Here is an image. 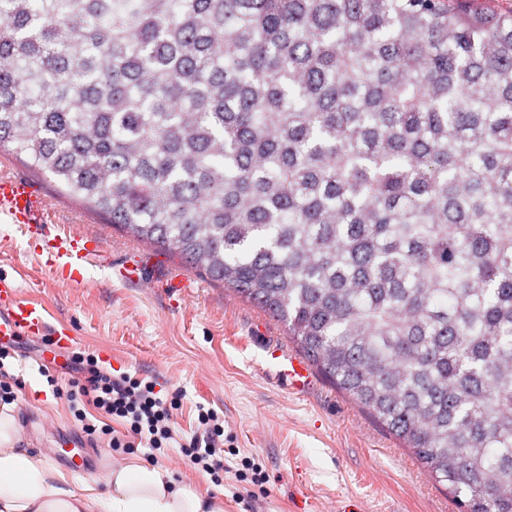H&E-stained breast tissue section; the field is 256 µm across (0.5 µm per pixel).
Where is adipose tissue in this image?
Instances as JSON below:
<instances>
[{
    "label": "adipose tissue",
    "instance_id": "1",
    "mask_svg": "<svg viewBox=\"0 0 512 512\" xmlns=\"http://www.w3.org/2000/svg\"><path fill=\"white\" fill-rule=\"evenodd\" d=\"M109 491L69 488L65 475L22 446L10 415H0V512H224V500L131 460L107 475Z\"/></svg>",
    "mask_w": 512,
    "mask_h": 512
}]
</instances>
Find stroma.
I'll use <instances>...</instances> for the list:
<instances>
[{"mask_svg":"<svg viewBox=\"0 0 512 512\" xmlns=\"http://www.w3.org/2000/svg\"><path fill=\"white\" fill-rule=\"evenodd\" d=\"M0 174L25 178L43 193L48 236L77 234L102 245L81 282H60L45 264L42 241L0 223V281L21 300L43 307L51 323L70 325L75 345L98 354L113 374L181 391L176 422L184 436L196 430L198 406L223 413L236 448L224 457L223 484L195 470L179 449L167 448L158 451L156 465L173 484L194 483L222 497L224 512H344L350 504L359 512H459L410 449L321 374L296 393L267 369V348L297 352L282 324L179 256L133 240L62 193L54 177L33 171L12 146L0 148ZM132 256L141 263L142 279H117L114 267ZM176 277L190 283L188 295L172 288ZM40 344V338H23V365L8 367L25 383L8 412L24 444L47 456L55 441L78 431L67 397L53 394L38 372ZM245 457L268 474L263 492L236 484L234 473ZM128 459L95 449L89 471H67L69 486L106 492L107 468Z\"/></svg>","mask_w":512,"mask_h":512,"instance_id":"obj_1","label":"stroma"}]
</instances>
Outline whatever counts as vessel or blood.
<instances>
[{"label": "vessel or blood", "instance_id": "vessel-or-blood-1", "mask_svg": "<svg viewBox=\"0 0 512 512\" xmlns=\"http://www.w3.org/2000/svg\"><path fill=\"white\" fill-rule=\"evenodd\" d=\"M44 200L31 184L15 176H0V221L17 224L30 236L43 234ZM97 241L79 235L57 239L46 263L60 281H78L86 264L97 255ZM13 336H48L56 349L70 347L74 336L69 326L50 324L44 308L17 299L12 288H0V341ZM268 362L288 381L290 390L301 392L312 382L308 364L284 351L273 348L267 352Z\"/></svg>", "mask_w": 512, "mask_h": 512}]
</instances>
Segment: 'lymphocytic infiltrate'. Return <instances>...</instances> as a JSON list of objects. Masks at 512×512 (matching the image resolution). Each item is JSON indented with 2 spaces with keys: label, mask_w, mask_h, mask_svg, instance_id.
Wrapping results in <instances>:
<instances>
[{
  "label": "lymphocytic infiltrate",
  "mask_w": 512,
  "mask_h": 512,
  "mask_svg": "<svg viewBox=\"0 0 512 512\" xmlns=\"http://www.w3.org/2000/svg\"><path fill=\"white\" fill-rule=\"evenodd\" d=\"M66 369L75 372L71 396L73 415L90 441L131 454L140 448L179 446L199 470L220 480L224 470V417L211 408L199 409L191 438L177 435L174 417L182 407L179 392L160 394L154 382L127 374L114 375L90 351H71Z\"/></svg>",
  "instance_id": "obj_1"
}]
</instances>
